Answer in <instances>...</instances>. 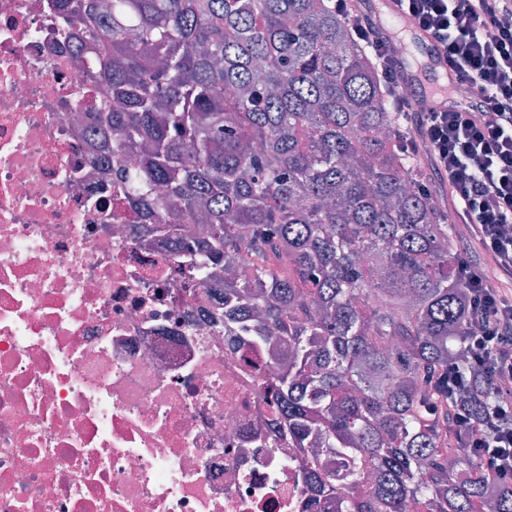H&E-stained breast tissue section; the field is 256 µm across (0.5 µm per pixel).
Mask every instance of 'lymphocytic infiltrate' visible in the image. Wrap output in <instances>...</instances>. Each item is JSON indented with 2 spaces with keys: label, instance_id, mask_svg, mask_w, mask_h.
<instances>
[{
  "label": "lymphocytic infiltrate",
  "instance_id": "obj_1",
  "mask_svg": "<svg viewBox=\"0 0 512 512\" xmlns=\"http://www.w3.org/2000/svg\"><path fill=\"white\" fill-rule=\"evenodd\" d=\"M337 15L371 54L389 104L399 94L401 59L364 0H333ZM441 46L459 87L480 98L471 112L404 113L402 147L425 152L436 184L463 210L454 255L470 295L467 341L474 387L496 401L482 418L455 410L453 425L478 451L487 483L512 488V0H400Z\"/></svg>",
  "mask_w": 512,
  "mask_h": 512
}]
</instances>
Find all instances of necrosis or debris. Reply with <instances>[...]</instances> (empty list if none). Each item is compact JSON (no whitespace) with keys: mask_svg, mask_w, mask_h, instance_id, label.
<instances>
[{"mask_svg":"<svg viewBox=\"0 0 512 512\" xmlns=\"http://www.w3.org/2000/svg\"><path fill=\"white\" fill-rule=\"evenodd\" d=\"M0 0V512H305L272 360L112 200L85 23Z\"/></svg>","mask_w":512,"mask_h":512,"instance_id":"4bbe7bcc","label":"necrosis or debris"}]
</instances>
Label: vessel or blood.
Returning <instances> with one entry per match:
<instances>
[{
	"label": "vessel or blood",
	"instance_id": "1",
	"mask_svg": "<svg viewBox=\"0 0 512 512\" xmlns=\"http://www.w3.org/2000/svg\"><path fill=\"white\" fill-rule=\"evenodd\" d=\"M371 10L388 34H403L419 53V65L404 63V88L408 92L407 111L418 107L419 97H427L438 112L460 105L461 97L454 95L455 73L437 42L422 28L415 25L400 8L397 0H373Z\"/></svg>",
	"mask_w": 512,
	"mask_h": 512
}]
</instances>
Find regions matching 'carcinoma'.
<instances>
[{
	"mask_svg": "<svg viewBox=\"0 0 512 512\" xmlns=\"http://www.w3.org/2000/svg\"><path fill=\"white\" fill-rule=\"evenodd\" d=\"M54 2L59 36L85 21L88 63L125 102L98 113L113 200L165 238L210 225L171 260L205 284L224 262L225 338L278 350L271 410L301 450L309 512H512L451 431L448 403L489 408L467 388L455 228L417 191L400 114L329 0Z\"/></svg>",
	"mask_w": 512,
	"mask_h": 512,
	"instance_id": "carcinoma-1",
	"label": "carcinoma"
}]
</instances>
